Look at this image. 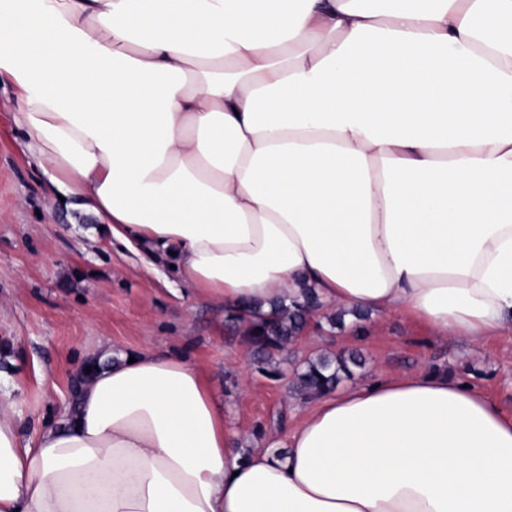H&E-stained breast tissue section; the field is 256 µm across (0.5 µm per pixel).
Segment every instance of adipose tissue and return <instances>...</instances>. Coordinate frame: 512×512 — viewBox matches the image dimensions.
<instances>
[{"mask_svg":"<svg viewBox=\"0 0 512 512\" xmlns=\"http://www.w3.org/2000/svg\"><path fill=\"white\" fill-rule=\"evenodd\" d=\"M1 76L54 190L189 291L512 330V0H0ZM273 444L123 354L33 437L0 399V512H512V416L444 374L322 394Z\"/></svg>","mask_w":512,"mask_h":512,"instance_id":"obj_1","label":"adipose tissue"}]
</instances>
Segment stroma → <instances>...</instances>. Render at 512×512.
<instances>
[{
    "label": "stroma",
    "instance_id": "35a3bbf8",
    "mask_svg": "<svg viewBox=\"0 0 512 512\" xmlns=\"http://www.w3.org/2000/svg\"><path fill=\"white\" fill-rule=\"evenodd\" d=\"M0 83V387L10 390L24 435L74 408L87 360L106 351L163 350L197 368L222 394L225 416L249 451L302 418L292 368L354 352L342 386L370 378L443 373L466 380L512 414V331L472 344L442 338L399 315L350 327L310 324L288 348V373H258L223 305L174 283L163 262L99 232L82 200L59 199L24 149Z\"/></svg>",
    "mask_w": 512,
    "mask_h": 512
}]
</instances>
